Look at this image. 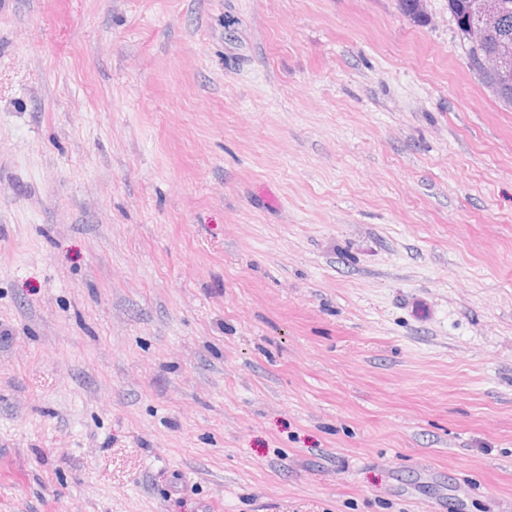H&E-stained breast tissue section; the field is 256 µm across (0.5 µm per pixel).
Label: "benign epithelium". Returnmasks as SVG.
<instances>
[{
    "label": "benign epithelium",
    "mask_w": 512,
    "mask_h": 512,
    "mask_svg": "<svg viewBox=\"0 0 512 512\" xmlns=\"http://www.w3.org/2000/svg\"><path fill=\"white\" fill-rule=\"evenodd\" d=\"M470 21L462 40L470 51L472 70L512 87V39L498 33L499 0H470Z\"/></svg>",
    "instance_id": "benign-epithelium-1"
}]
</instances>
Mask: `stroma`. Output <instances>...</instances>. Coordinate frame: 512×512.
<instances>
[{
    "label": "stroma",
    "mask_w": 512,
    "mask_h": 512,
    "mask_svg": "<svg viewBox=\"0 0 512 512\" xmlns=\"http://www.w3.org/2000/svg\"><path fill=\"white\" fill-rule=\"evenodd\" d=\"M428 11L0 0V512H512V108Z\"/></svg>",
    "instance_id": "stroma-1"
}]
</instances>
